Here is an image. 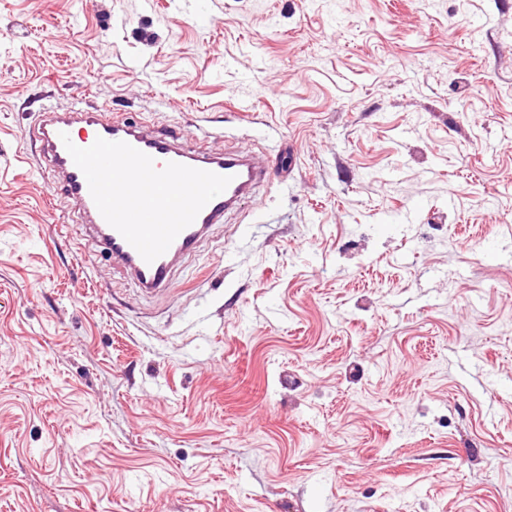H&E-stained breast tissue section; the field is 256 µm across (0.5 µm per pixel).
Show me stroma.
Returning <instances> with one entry per match:
<instances>
[{
	"instance_id": "obj_1",
	"label": "stroma",
	"mask_w": 512,
	"mask_h": 512,
	"mask_svg": "<svg viewBox=\"0 0 512 512\" xmlns=\"http://www.w3.org/2000/svg\"><path fill=\"white\" fill-rule=\"evenodd\" d=\"M80 103L267 151L166 294ZM0 512H512V0H0Z\"/></svg>"
}]
</instances>
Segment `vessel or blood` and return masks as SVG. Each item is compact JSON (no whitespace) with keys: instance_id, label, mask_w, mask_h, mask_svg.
<instances>
[{"instance_id":"vessel-or-blood-1","label":"vessel or blood","mask_w":512,"mask_h":512,"mask_svg":"<svg viewBox=\"0 0 512 512\" xmlns=\"http://www.w3.org/2000/svg\"><path fill=\"white\" fill-rule=\"evenodd\" d=\"M33 134L41 143L50 173L62 182L68 198L100 246L149 292L172 289L171 271L178 258L192 252L210 226L222 221L225 210L246 198L256 181L266 174L265 169L249 157L200 154L186 149L176 138L98 110L74 107L65 112L44 113ZM66 136L80 148L90 147L100 137L123 141L149 155L156 169L174 162L228 176L231 182L222 194L202 208L193 223L179 233L162 255L149 263L99 212L83 172L62 142Z\"/></svg>"}]
</instances>
